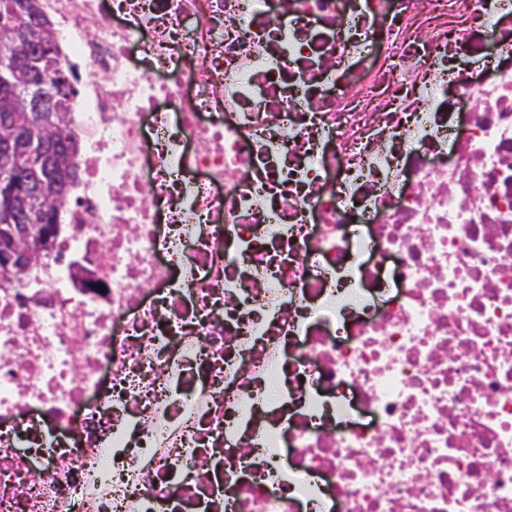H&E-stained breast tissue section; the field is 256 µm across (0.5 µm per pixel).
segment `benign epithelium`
<instances>
[{
    "label": "benign epithelium",
    "mask_w": 512,
    "mask_h": 512,
    "mask_svg": "<svg viewBox=\"0 0 512 512\" xmlns=\"http://www.w3.org/2000/svg\"><path fill=\"white\" fill-rule=\"evenodd\" d=\"M38 0L0 16V268L24 273L56 236L76 178L68 137L74 86Z\"/></svg>",
    "instance_id": "obj_1"
}]
</instances>
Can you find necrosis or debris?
<instances>
[{
	"label": "necrosis or debris",
	"mask_w": 512,
	"mask_h": 512,
	"mask_svg": "<svg viewBox=\"0 0 512 512\" xmlns=\"http://www.w3.org/2000/svg\"><path fill=\"white\" fill-rule=\"evenodd\" d=\"M73 207L0 272V512H512V0H43Z\"/></svg>",
	"instance_id": "obj_1"
}]
</instances>
